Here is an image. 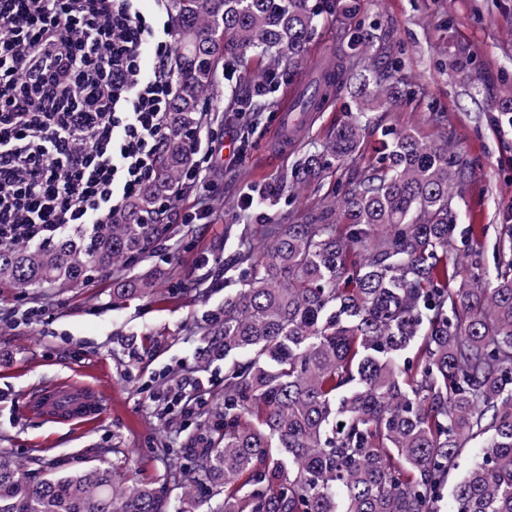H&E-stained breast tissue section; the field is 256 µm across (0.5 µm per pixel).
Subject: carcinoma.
Wrapping results in <instances>:
<instances>
[{"label": "carcinoma", "instance_id": "1", "mask_svg": "<svg viewBox=\"0 0 512 512\" xmlns=\"http://www.w3.org/2000/svg\"><path fill=\"white\" fill-rule=\"evenodd\" d=\"M341 16L348 51L327 86L349 95L348 118L301 157L296 195L322 188L361 152L376 112H396L402 61L371 53L376 28L358 0H169L178 93L151 179L112 224L61 234L51 246L0 243V288L35 299L112 275V298H146L154 277L125 276L172 235V206L192 163L187 136L220 70L257 60L281 75L307 53L320 18ZM451 69L473 84L462 51ZM471 172L448 139L412 126L382 130L376 161L286 224H245L224 273L243 287L200 327L224 365V394L165 484L139 483L121 461L31 469L0 448V512H435L451 487L456 512H512V230L496 262L457 224V188ZM486 455L448 485L471 443Z\"/></svg>", "mask_w": 512, "mask_h": 512}]
</instances>
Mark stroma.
<instances>
[{
	"label": "stroma",
	"mask_w": 512,
	"mask_h": 512,
	"mask_svg": "<svg viewBox=\"0 0 512 512\" xmlns=\"http://www.w3.org/2000/svg\"><path fill=\"white\" fill-rule=\"evenodd\" d=\"M361 16L377 24L403 61L412 91L400 111L375 113L364 152L345 163L340 182L359 176L374 159L381 128L391 122L419 126L433 138H448L472 175L458 201L462 228L493 246L502 226L512 225V124L493 106L504 83L512 84V0H360ZM338 13L325 14L299 70L307 72L320 57L340 53ZM469 52L481 75L478 89L463 86L448 73V59ZM346 94L315 113L308 135L285 153L272 151L274 110L254 95L248 67L232 79L218 80L212 100L211 136L216 144L244 141V153H224L211 166V210L197 219L195 193L185 194L174 211L175 232L138 264L156 276L147 299L112 297V280L99 277L81 288H67L34 300L28 291L0 289V448L34 463L52 458L67 469L128 456L137 478L153 481L176 465L162 446L185 440L168 425L163 393L197 388L208 399L224 387V362L203 352L195 326L207 311L223 305L228 291L224 263L236 244L229 224H250L253 212L237 213L247 184L276 183L290 174L313 143L330 135L346 117ZM441 123L429 122L430 111ZM200 283L201 292L191 291ZM69 379L95 385L105 411L96 421L77 426L54 424L22 410L24 396Z\"/></svg>",
	"instance_id": "1"
}]
</instances>
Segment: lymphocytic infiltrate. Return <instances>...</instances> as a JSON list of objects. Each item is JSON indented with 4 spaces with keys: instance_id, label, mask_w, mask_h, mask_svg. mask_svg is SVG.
<instances>
[{
    "instance_id": "1",
    "label": "lymphocytic infiltrate",
    "mask_w": 512,
    "mask_h": 512,
    "mask_svg": "<svg viewBox=\"0 0 512 512\" xmlns=\"http://www.w3.org/2000/svg\"><path fill=\"white\" fill-rule=\"evenodd\" d=\"M0 0V241L120 218L176 93L168 0Z\"/></svg>"
}]
</instances>
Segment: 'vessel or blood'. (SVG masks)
<instances>
[{
    "label": "vessel or blood",
    "instance_id": "1",
    "mask_svg": "<svg viewBox=\"0 0 512 512\" xmlns=\"http://www.w3.org/2000/svg\"><path fill=\"white\" fill-rule=\"evenodd\" d=\"M310 122V113L295 107L288 98L278 114L274 134L283 144L291 145ZM103 407L102 399L93 389L80 383H69L53 385L27 397L23 409L49 422L73 424L98 418Z\"/></svg>",
    "mask_w": 512,
    "mask_h": 512
}]
</instances>
